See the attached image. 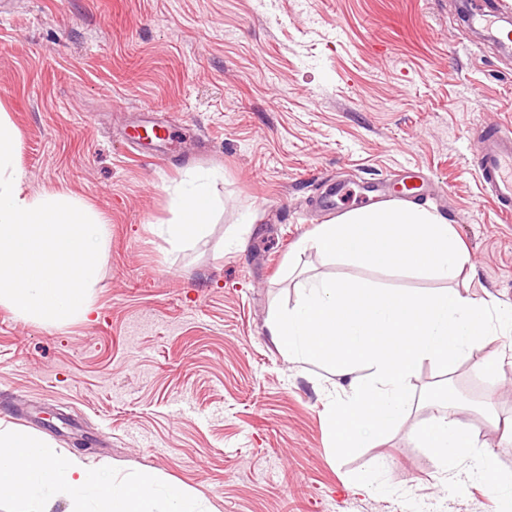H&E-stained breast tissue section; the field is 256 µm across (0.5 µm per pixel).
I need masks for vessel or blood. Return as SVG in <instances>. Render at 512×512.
Here are the masks:
<instances>
[{
    "mask_svg": "<svg viewBox=\"0 0 512 512\" xmlns=\"http://www.w3.org/2000/svg\"><path fill=\"white\" fill-rule=\"evenodd\" d=\"M471 16L485 32L500 37V18L512 13L506 0H498L495 8H486L483 0H469ZM474 167L485 190L498 204L502 213L512 214V129L494 126L483 131L481 148L474 158Z\"/></svg>",
    "mask_w": 512,
    "mask_h": 512,
    "instance_id": "vessel-or-blood-1",
    "label": "vessel or blood"
}]
</instances>
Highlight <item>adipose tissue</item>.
<instances>
[{"label": "adipose tissue", "instance_id": "obj_1", "mask_svg": "<svg viewBox=\"0 0 512 512\" xmlns=\"http://www.w3.org/2000/svg\"><path fill=\"white\" fill-rule=\"evenodd\" d=\"M213 197L208 177L190 180L177 196L178 219L164 225L163 234L173 248L206 236L207 216ZM300 245L336 259L393 271L429 273L455 279L470 265L468 251L438 215L397 206H367L346 213L337 223L324 224ZM426 406L433 416L419 436L430 449L441 474L449 480L479 479L490 482L501 512H512V475H495L492 453L480 446L473 427L431 398Z\"/></svg>", "mask_w": 512, "mask_h": 512}]
</instances>
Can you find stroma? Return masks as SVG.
I'll list each match as a JSON object with an SVG mask.
<instances>
[{
    "mask_svg": "<svg viewBox=\"0 0 512 512\" xmlns=\"http://www.w3.org/2000/svg\"><path fill=\"white\" fill-rule=\"evenodd\" d=\"M0 107L24 184L110 226L91 320L0 306V419L57 452L187 487L216 512H497L488 485L442 480L418 432L436 381L512 472V339L423 362L401 424L337 460L332 370L288 360L266 323L318 278L435 293L445 281L336 260L298 240L359 208L360 187L422 176L417 206L471 254L454 288L512 304V216L472 166L479 126L512 127V51L458 0H12ZM170 139L134 148L141 126ZM211 174L208 235L172 249L185 180ZM338 191L336 208L320 199ZM496 355L498 366L483 362ZM380 471L387 493L349 477Z\"/></svg>",
    "mask_w": 512,
    "mask_h": 512,
    "instance_id": "35a3bbf8",
    "label": "stroma"
}]
</instances>
